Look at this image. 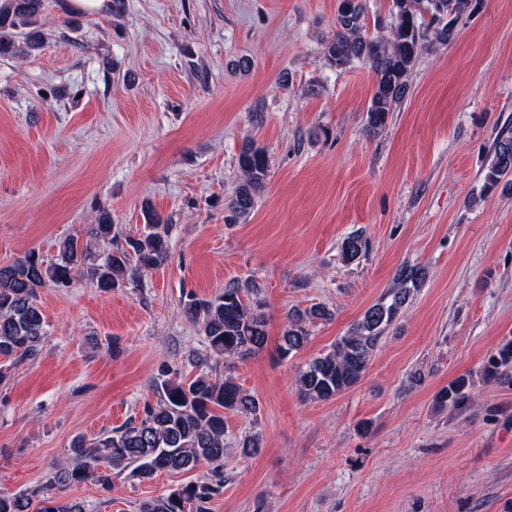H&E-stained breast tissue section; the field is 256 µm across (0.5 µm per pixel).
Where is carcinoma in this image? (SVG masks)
Returning <instances> with one entry per match:
<instances>
[{
  "label": "carcinoma",
  "mask_w": 512,
  "mask_h": 512,
  "mask_svg": "<svg viewBox=\"0 0 512 512\" xmlns=\"http://www.w3.org/2000/svg\"><path fill=\"white\" fill-rule=\"evenodd\" d=\"M472 0H391L389 35L368 37L364 32L365 6L362 0H339L336 30L324 43L323 56L332 66L353 61L369 66L375 76L374 91L367 107L368 128L386 126L389 114L403 101L408 81L421 52L426 49L428 29L424 15H430L433 38H453L454 23L471 7ZM43 8L42 0H0V55L26 54L41 45V38L29 33L16 41L19 29L32 26ZM269 155L253 141L243 142L237 157L242 183L228 200L238 215L250 212L255 193L266 185ZM512 174V135L505 133L493 145V159L485 175V188L496 186ZM142 233L116 244L103 264L92 269L97 286L120 288L128 278L161 266L170 249V225L149 203L142 209ZM365 250L359 235L341 243L344 261L352 262ZM88 256V247L76 238L66 240L60 258L46 262L33 252L14 263L0 266V382L10 376L8 367L33 360L47 340L45 321L37 303V289L48 284L66 288ZM423 274L414 265H401L394 275L388 296L370 306L347 333L338 337L325 354L309 360L299 370L297 389L302 398L325 401L360 382L368 363L390 326L417 287ZM260 288L232 280L224 291L210 299L187 296L183 313L197 323L208 341V352L197 356V372L191 379L178 374L152 380L157 401L144 407L140 420H131L110 434L79 437L70 454L53 465L47 480L51 496L43 506L31 510L32 500L24 494L0 493V512H87L79 501L59 496L67 487L88 480L112 488V470L128 468L138 478L162 472L186 473L206 463L210 476L188 481L168 493L145 500L140 512H209V504L224 492V435L228 412L255 418L260 402L235 381L237 363L260 354L267 343V315ZM331 317L329 310L312 306L287 314L279 349L285 356L301 350L309 340V324ZM512 371V341L498 347L484 368L488 377ZM471 382L462 375L436 395L441 407H466L471 400ZM238 447L245 456L259 452L257 434H244Z\"/></svg>",
  "instance_id": "1"
}]
</instances>
